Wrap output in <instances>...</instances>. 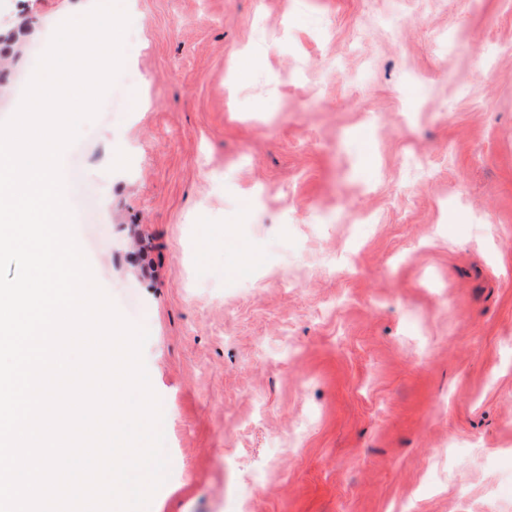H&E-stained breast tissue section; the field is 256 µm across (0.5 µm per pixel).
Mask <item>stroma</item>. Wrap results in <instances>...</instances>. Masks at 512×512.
I'll list each match as a JSON object with an SVG mask.
<instances>
[{
    "label": "stroma",
    "mask_w": 512,
    "mask_h": 512,
    "mask_svg": "<svg viewBox=\"0 0 512 512\" xmlns=\"http://www.w3.org/2000/svg\"><path fill=\"white\" fill-rule=\"evenodd\" d=\"M81 3L0 0V121ZM122 6L64 157L149 332V512H512V0Z\"/></svg>",
    "instance_id": "35a3bbf8"
}]
</instances>
